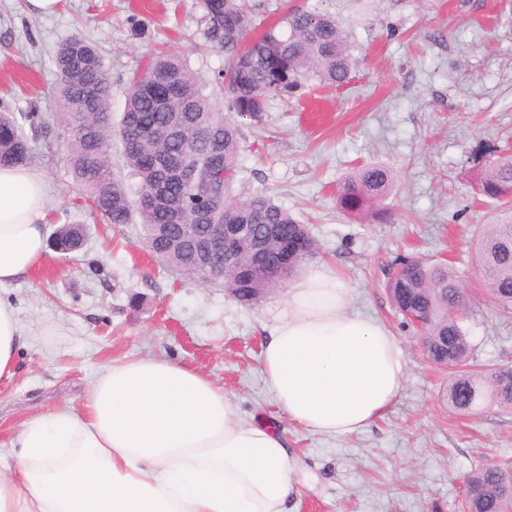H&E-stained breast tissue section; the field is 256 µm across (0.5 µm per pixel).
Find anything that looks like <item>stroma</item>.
<instances>
[{
    "mask_svg": "<svg viewBox=\"0 0 512 512\" xmlns=\"http://www.w3.org/2000/svg\"><path fill=\"white\" fill-rule=\"evenodd\" d=\"M257 27L286 31L288 11L325 10L347 31L358 64L341 87L309 82L270 99L262 123L241 124L232 196H272L318 244L308 271H328L361 313L383 323L402 354L404 382L387 415L351 434L289 424L262 372V345L287 287L242 306L222 286L173 276L142 247L139 221L95 223L66 163L56 119L58 46L80 36L102 55L120 121L130 76L154 50L184 55L223 104L222 49L201 51L206 23L196 0H60L53 14L28 0H0V106L40 113L47 134L27 166L46 185L47 231L83 224V248L49 253L27 277L0 287L17 311L16 373L0 380V471L13 461L21 424L56 408H80L112 360L164 358L206 374L245 418L282 431L309 479L289 512H458L465 478L494 464L512 470V413L487 405L449 411L446 371L424 357L386 285L400 256L452 261L470 294L463 319L472 364L512 367V311L494 303L471 238L500 207L474 198L470 170L483 149L512 143V0H256ZM393 178L391 219L361 224L336 204L353 168Z\"/></svg>",
    "mask_w": 512,
    "mask_h": 512,
    "instance_id": "35a3bbf8",
    "label": "stroma"
}]
</instances>
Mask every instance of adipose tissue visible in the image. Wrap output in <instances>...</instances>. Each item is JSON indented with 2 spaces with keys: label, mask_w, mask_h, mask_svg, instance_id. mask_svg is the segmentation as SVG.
I'll return each mask as SVG.
<instances>
[{
  "label": "adipose tissue",
  "mask_w": 512,
  "mask_h": 512,
  "mask_svg": "<svg viewBox=\"0 0 512 512\" xmlns=\"http://www.w3.org/2000/svg\"><path fill=\"white\" fill-rule=\"evenodd\" d=\"M46 200L39 173L0 167V286L46 259ZM19 345L15 310L0 299V379L14 376ZM261 371L289 422L328 435L383 417L403 382L394 337L329 272L289 288ZM13 445L0 512H288L299 493L298 460L276 429L163 358L112 361L81 411L30 419Z\"/></svg>",
  "instance_id": "obj_1"
}]
</instances>
